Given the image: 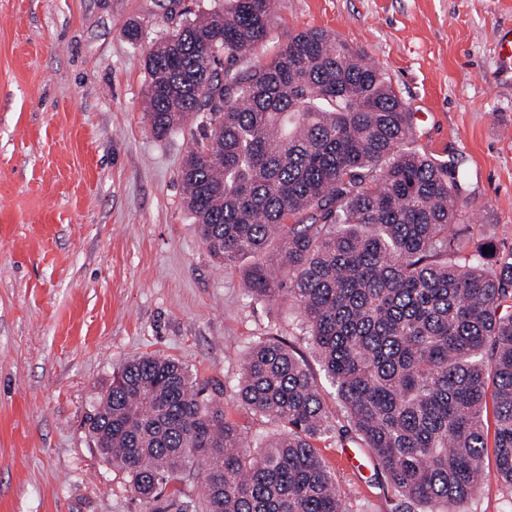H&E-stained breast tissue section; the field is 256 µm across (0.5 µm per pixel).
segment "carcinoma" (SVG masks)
Here are the masks:
<instances>
[{
    "instance_id": "1",
    "label": "carcinoma",
    "mask_w": 512,
    "mask_h": 512,
    "mask_svg": "<svg viewBox=\"0 0 512 512\" xmlns=\"http://www.w3.org/2000/svg\"><path fill=\"white\" fill-rule=\"evenodd\" d=\"M280 0H224L151 44L146 116L160 135L203 118L179 172L202 243L254 258L246 293L288 297L336 389L331 408L288 343L256 341L236 400L277 431L256 452L223 389L182 363L129 360L88 434L145 504L191 473L179 512H348L316 442L346 432L400 498L453 512L495 448L512 493V252L465 247L467 183L409 146L411 113L379 69L323 30L237 67L271 38ZM489 253H483V249Z\"/></svg>"
}]
</instances>
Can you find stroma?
Returning <instances> with one entry per match:
<instances>
[{"mask_svg":"<svg viewBox=\"0 0 512 512\" xmlns=\"http://www.w3.org/2000/svg\"><path fill=\"white\" fill-rule=\"evenodd\" d=\"M221 0H0V512H147L91 448L86 415L112 373L157 355L221 385L250 445L268 419L235 405L262 336L290 342L336 393L288 301L251 300L244 263L203 245L178 181L198 123L158 136L143 112L152 42ZM328 31L373 62L412 115L418 150L464 172L456 232L512 252V0H282L265 61ZM349 512H398L367 449L319 442ZM458 512H512L495 463Z\"/></svg>","mask_w":512,"mask_h":512,"instance_id":"1","label":"stroma"}]
</instances>
